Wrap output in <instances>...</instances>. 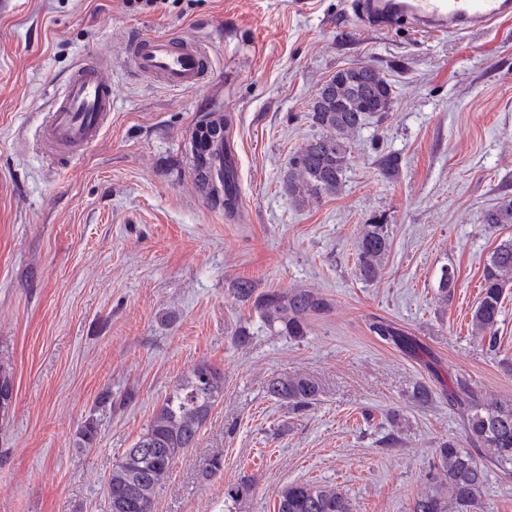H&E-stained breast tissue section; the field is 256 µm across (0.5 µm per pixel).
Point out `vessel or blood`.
I'll list each match as a JSON object with an SVG mask.
<instances>
[{"label":"vessel or blood","mask_w":512,"mask_h":512,"mask_svg":"<svg viewBox=\"0 0 512 512\" xmlns=\"http://www.w3.org/2000/svg\"><path fill=\"white\" fill-rule=\"evenodd\" d=\"M361 26L392 32L407 27L425 37L462 36L512 16V0H350ZM135 73L184 92L200 88L212 70L206 43L194 36L140 34L127 43ZM112 123V80L105 59L74 65L39 127L41 149L53 157L77 154Z\"/></svg>","instance_id":"1"}]
</instances>
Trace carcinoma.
<instances>
[{
  "mask_svg": "<svg viewBox=\"0 0 512 512\" xmlns=\"http://www.w3.org/2000/svg\"><path fill=\"white\" fill-rule=\"evenodd\" d=\"M393 106L391 83L369 65L339 69L315 93L308 118L317 134L294 151L288 162L285 189L288 200L300 205L309 198L338 194L343 187L351 156V136L372 121L380 122ZM205 125L220 131V149L207 152L210 142L191 141L193 170L198 186L211 200L234 217L240 209L239 195L228 164L230 123L212 112ZM379 174L394 178L400 158L385 153L376 159ZM483 222L491 226L512 224V198L487 210ZM390 248L385 224H365L358 233V271L368 282L381 275ZM512 283V239L500 243L483 273L480 300L472 313L477 336L493 342L501 314L504 290ZM233 298L251 306L262 327L273 336L298 340L307 335L310 319L330 311V301L321 293L296 289L256 292L249 279L231 285ZM370 331L411 354L421 346L391 322L375 318ZM13 384L10 365L0 362V418L12 406L8 387ZM266 396L294 410L315 406L321 395L317 382L305 375H273L264 386ZM224 398V373L203 362L186 372L165 395L135 444L112 466L107 480L109 512H154L155 490L169 475L175 462L195 446L214 406ZM448 404L464 421L470 443L486 451L480 458L452 440L435 449L434 472L428 475L429 489L417 499L412 512H474L477 497L490 467L512 465V404H482L466 385L448 389ZM80 444L90 448L98 425L86 420L77 432ZM224 469L220 453L207 460L200 478L209 480ZM277 512H353L352 500L332 485L289 483L278 491Z\"/></svg>",
  "mask_w": 512,
  "mask_h": 512,
  "instance_id": "1",
  "label": "carcinoma"
}]
</instances>
